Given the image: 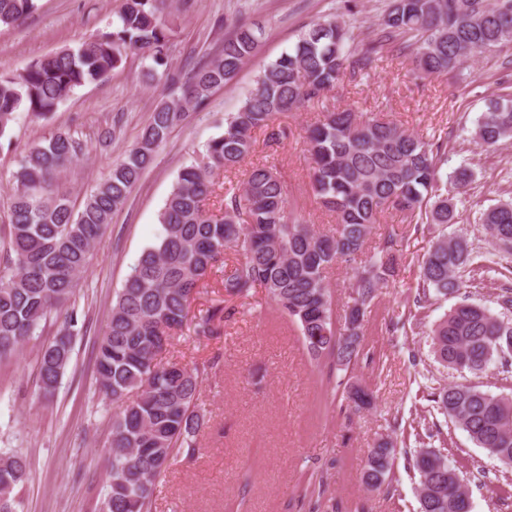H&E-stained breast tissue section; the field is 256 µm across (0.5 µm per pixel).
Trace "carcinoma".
I'll return each mask as SVG.
<instances>
[{"label": "carcinoma", "mask_w": 512, "mask_h": 512, "mask_svg": "<svg viewBox=\"0 0 512 512\" xmlns=\"http://www.w3.org/2000/svg\"><path fill=\"white\" fill-rule=\"evenodd\" d=\"M167 2L122 0L108 30L38 58L15 75H0V139L19 109L49 120L76 88L106 78L130 55L148 62L151 80L177 87L79 209L57 189L61 173L87 149L74 133L57 130L30 144L13 173L10 224L0 227L7 239L0 255V360L33 339L41 323L60 318L56 338L37 353L39 388L45 392L57 388L70 361L78 320L68 303L112 214L126 205L171 129L204 110L213 90L230 83L258 46L253 29L240 25L180 85L170 64L174 28ZM36 10L37 0H0V27ZM510 43L512 0H390L374 38H357L340 15L331 14L301 32L264 69L238 110L224 118V132L180 170L159 213L160 234L115 292L96 357L100 390L119 404L107 450L112 482L105 512H153L157 480L180 451L195 454L209 422L200 389L214 363L161 364L157 355L178 333L223 336L239 314L228 302L249 299L259 288L296 324L310 360L329 367L327 380L342 389L347 405L357 411L371 407L372 390L346 379V373L374 360L362 345V322L377 291L399 275L391 237L366 252L371 231L390 209L420 224L452 223L456 198L472 178L460 168L451 178L453 193L442 190L439 169L447 141L420 137L380 111L365 117L349 107L326 110L305 135L312 189L335 214V233H321L288 210L287 188L273 163L228 180L218 218L206 208L214 175L233 172L254 152L255 132L264 134L266 146L279 144L288 136L277 123L280 115L320 101L346 76L352 82L363 78L390 53L407 54L418 76L439 78ZM511 138L512 97L489 100L474 139L493 149ZM482 224L487 239L511 254L512 201L488 209ZM360 256L364 264L354 273L340 324L327 272L338 260ZM484 261L463 239L437 240L422 258L416 303L459 290L460 270L483 269ZM210 288L223 290V298L194 312L192 303ZM431 344L441 363L482 373L496 361L512 360V323L461 302L434 324ZM428 397L479 447L512 467V397L465 385ZM394 455L391 439L370 451L367 487L376 491L387 484ZM29 467L21 452L0 455V512L19 504L15 490L26 482ZM413 468L420 477L419 512H471L468 488L444 456L421 448Z\"/></svg>", "instance_id": "1"}]
</instances>
